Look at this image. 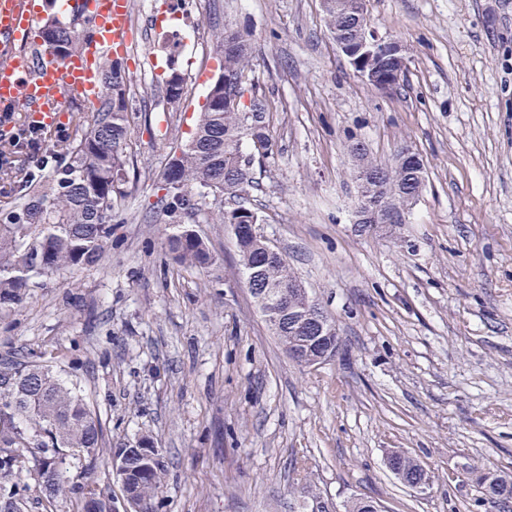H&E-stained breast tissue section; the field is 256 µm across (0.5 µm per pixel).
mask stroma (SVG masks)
<instances>
[{
    "label": "stroma",
    "mask_w": 512,
    "mask_h": 512,
    "mask_svg": "<svg viewBox=\"0 0 512 512\" xmlns=\"http://www.w3.org/2000/svg\"><path fill=\"white\" fill-rule=\"evenodd\" d=\"M154 19L132 0L119 62L131 91L124 196L112 245L92 267L33 277L0 309V358L79 375L106 445L150 437L167 467L155 512H476L475 479L512 473V0H368L378 36L403 44L405 80L385 94L339 53L323 0H179ZM240 32L246 79L276 141L246 204L331 317L340 351L302 366L257 310L228 225L207 196L192 217L157 206L170 152L194 131L222 72L215 35ZM184 79L176 104L172 72ZM55 150L84 134L72 95ZM421 155L406 223L357 232L350 149ZM192 230L213 259L185 269L165 235ZM420 461L429 488L403 485L385 454Z\"/></svg>",
    "instance_id": "35a3bbf8"
}]
</instances>
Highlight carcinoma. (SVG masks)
I'll list each match as a JSON object with an SVG mask.
<instances>
[{
	"label": "carcinoma",
	"instance_id": "carcinoma-1",
	"mask_svg": "<svg viewBox=\"0 0 512 512\" xmlns=\"http://www.w3.org/2000/svg\"><path fill=\"white\" fill-rule=\"evenodd\" d=\"M351 0H324L329 31L345 42L363 38V25L352 16ZM54 41L47 42L60 55L81 49L72 30L52 26ZM250 50L224 55L223 69L232 76L245 72ZM221 90L210 85L191 140L180 149L175 176L165 180L162 210L174 217L201 210L205 191L236 196L253 186V172L244 166V130L251 118L242 109H226L215 102ZM126 85L112 92L96 109L88 130L76 143H63L61 152L69 162L39 193L27 196L20 215L0 224V305L10 306L22 299L34 275L53 274L64 268H82L97 263L112 242V199L124 194L125 155L130 116ZM355 179L375 169L381 176L367 183L368 192L385 197L389 204L410 210L417 181L407 169L381 163L364 150L352 147ZM197 192H192V189ZM245 275L261 271L256 288H268L283 310H298L297 295L288 288L293 275L284 255L268 256L265 242L253 235L236 240ZM174 259L186 267H203L212 261L206 242L185 231L166 239ZM255 304L269 320L285 351L306 350L294 327L269 319V306L261 295ZM12 380L10 401L0 396V512H19L28 493L35 489L51 501L59 496L80 494L83 485L69 482L65 473L102 458L103 427L98 415L85 401L80 383L65 381L48 365L35 360L25 363L0 362V386ZM124 457L134 492L145 512H154L155 499L163 484L164 461L147 437L111 457ZM390 455L401 469L414 478L428 477L422 465L400 450ZM31 464L35 485L13 481L15 467ZM478 506L483 512H512V475L485 473L477 479Z\"/></svg>",
	"mask_w": 512,
	"mask_h": 512
}]
</instances>
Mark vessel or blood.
Here are the masks:
<instances>
[{
	"mask_svg": "<svg viewBox=\"0 0 512 512\" xmlns=\"http://www.w3.org/2000/svg\"><path fill=\"white\" fill-rule=\"evenodd\" d=\"M59 19L82 16L95 30L81 54L57 57L42 51L32 60L27 51L42 22L37 0H0V107L22 106L31 124L61 123L66 94L97 105L100 98L96 55L123 48L130 41V0H55Z\"/></svg>",
	"mask_w": 512,
	"mask_h": 512,
	"instance_id": "b4317fda",
	"label": "vessel or blood"
}]
</instances>
